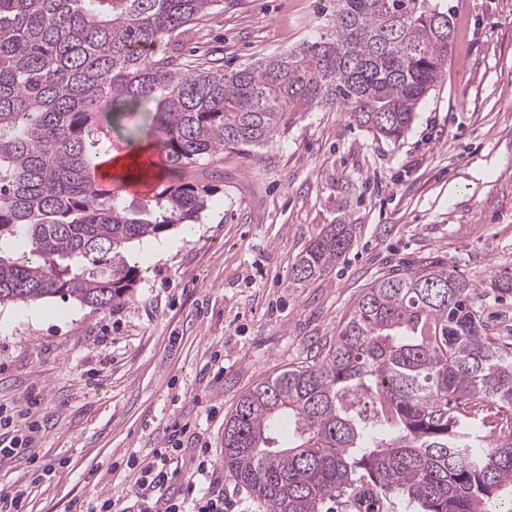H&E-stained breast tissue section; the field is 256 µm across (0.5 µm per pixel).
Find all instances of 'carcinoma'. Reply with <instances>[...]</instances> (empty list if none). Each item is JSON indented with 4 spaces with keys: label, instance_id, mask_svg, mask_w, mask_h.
<instances>
[{
    "label": "carcinoma",
    "instance_id": "cac0c4a2",
    "mask_svg": "<svg viewBox=\"0 0 512 512\" xmlns=\"http://www.w3.org/2000/svg\"><path fill=\"white\" fill-rule=\"evenodd\" d=\"M217 0H0V305L129 297L130 245L197 224L211 188L186 170L273 143L288 113L343 108L398 141L448 71L455 24L431 0H332L326 31L226 75L149 50ZM448 36L439 31V20ZM144 115L178 179L128 205L98 187L112 130ZM353 225L299 254L300 288L339 263ZM467 276L423 263L362 290L312 365L257 382L224 422V472L263 512H498L512 504V343L486 333ZM505 415L480 434L484 404Z\"/></svg>",
    "mask_w": 512,
    "mask_h": 512
}]
</instances>
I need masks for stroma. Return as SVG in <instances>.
<instances>
[{
  "label": "stroma",
  "instance_id": "obj_1",
  "mask_svg": "<svg viewBox=\"0 0 512 512\" xmlns=\"http://www.w3.org/2000/svg\"><path fill=\"white\" fill-rule=\"evenodd\" d=\"M329 0H241L193 27L180 55L232 71L317 34ZM455 45L447 75L404 138L360 128L348 112H292L273 144L201 161L214 185L193 235L141 257L131 296L94 309L71 298L0 306V406L22 420L39 401L46 428L0 463V489L31 512H78L126 495L128 457L160 447L174 424L185 447L224 458V420L262 378L318 360L360 292L423 261L462 271L483 320L512 334V0H441ZM329 224L356 237L335 269L302 288L291 267Z\"/></svg>",
  "mask_w": 512,
  "mask_h": 512
}]
</instances>
